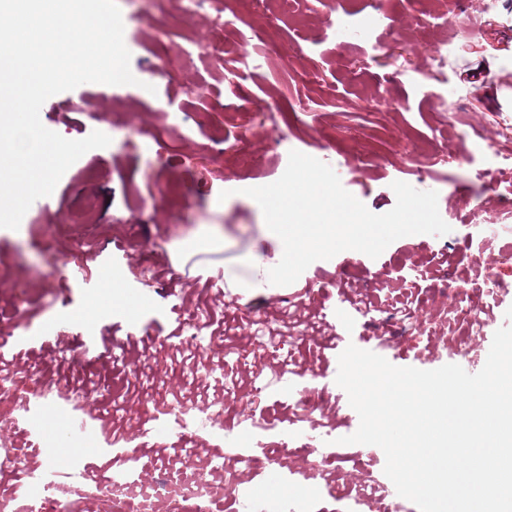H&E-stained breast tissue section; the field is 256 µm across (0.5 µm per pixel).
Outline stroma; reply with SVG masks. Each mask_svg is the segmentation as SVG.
<instances>
[{
	"mask_svg": "<svg viewBox=\"0 0 512 512\" xmlns=\"http://www.w3.org/2000/svg\"><path fill=\"white\" fill-rule=\"evenodd\" d=\"M199 2L183 18L178 0H117L136 84L86 83L40 110L64 138L98 130L111 143L78 159L18 230L0 228V361L12 366L5 387L82 396L91 417L48 408L37 439L0 419V444L55 472L80 457L92 482L127 456L138 460L133 481L206 473L210 512H243L229 481L284 510L389 512L391 499L370 493L389 482L383 451L341 442L359 416L335 382L338 357L352 344L399 367L473 374L507 323L512 294L487 308L485 335L460 349L448 327L466 307L439 282L480 280V262L512 241V202L497 194L512 177L498 157L512 148L500 133L512 126V0H445L447 24L428 17L429 0H300L277 19L237 0ZM219 16L225 46L250 53L190 67ZM164 22L159 56L153 36ZM466 29L475 37L463 38ZM266 37L278 56L260 52ZM381 41L390 59H377ZM477 66L485 74L474 82ZM166 68L172 77L159 78ZM474 127L483 140L463 141ZM293 150L330 165L376 214L394 207L392 182L437 192L449 233L400 238L375 259L347 250L288 286L237 288L225 269L251 280L283 251L245 191L277 181ZM167 180L188 198L153 209ZM90 196L92 222L68 223ZM200 231L221 245L180 253ZM190 307L208 332L198 359L184 362L176 352ZM265 377L274 386L251 397V382ZM178 401L220 404L224 415L212 432H180L163 416Z\"/></svg>",
	"mask_w": 512,
	"mask_h": 512,
	"instance_id": "1",
	"label": "stroma"
}]
</instances>
